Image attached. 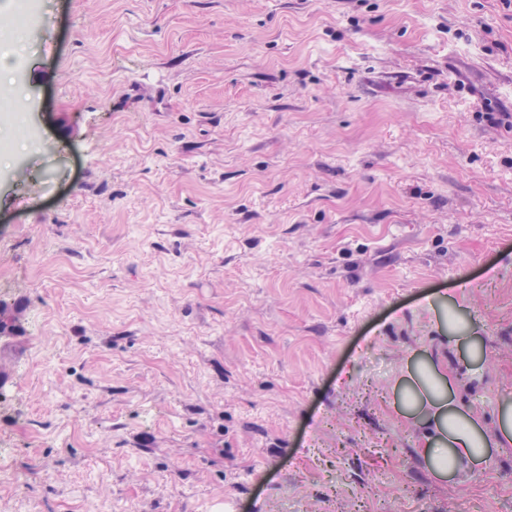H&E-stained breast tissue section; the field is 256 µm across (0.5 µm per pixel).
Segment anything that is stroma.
I'll return each instance as SVG.
<instances>
[{
  "label": "stroma",
  "instance_id": "obj_1",
  "mask_svg": "<svg viewBox=\"0 0 512 512\" xmlns=\"http://www.w3.org/2000/svg\"><path fill=\"white\" fill-rule=\"evenodd\" d=\"M0 138V512H512L394 408L457 300L512 396V0H29Z\"/></svg>",
  "mask_w": 512,
  "mask_h": 512
}]
</instances>
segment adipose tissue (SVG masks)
I'll return each mask as SVG.
<instances>
[{"label": "adipose tissue", "mask_w": 512, "mask_h": 512, "mask_svg": "<svg viewBox=\"0 0 512 512\" xmlns=\"http://www.w3.org/2000/svg\"><path fill=\"white\" fill-rule=\"evenodd\" d=\"M480 338L475 320L465 333L449 332L448 346L458 352V360L447 364L434 349L413 353L398 383L394 407L420 429V459L440 479L473 473L496 449L512 445L511 400L500 402L498 432L492 437L458 396L464 382L475 380L477 364L487 360Z\"/></svg>", "instance_id": "obj_1"}]
</instances>
